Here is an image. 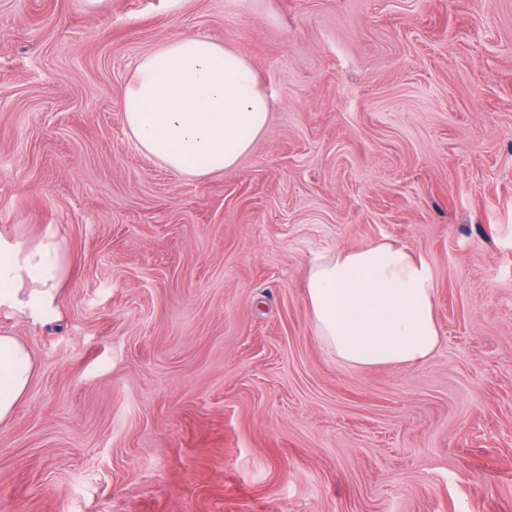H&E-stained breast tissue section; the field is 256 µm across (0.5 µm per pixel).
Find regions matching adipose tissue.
I'll use <instances>...</instances> for the list:
<instances>
[{
	"label": "adipose tissue",
	"mask_w": 512,
	"mask_h": 512,
	"mask_svg": "<svg viewBox=\"0 0 512 512\" xmlns=\"http://www.w3.org/2000/svg\"><path fill=\"white\" fill-rule=\"evenodd\" d=\"M270 96L236 51L202 36L166 42L133 69L124 123L148 155L168 169L203 177L234 168L268 127ZM68 275L52 229L36 240L0 235V312L42 322L58 314ZM314 333L342 365H415L440 347L436 284L425 259L380 241L312 263L304 279ZM35 371L29 346L0 330V424L28 394Z\"/></svg>",
	"instance_id": "1"
}]
</instances>
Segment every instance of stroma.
I'll return each instance as SVG.
<instances>
[{
  "instance_id": "35a3bbf8",
  "label": "stroma",
  "mask_w": 512,
  "mask_h": 512,
  "mask_svg": "<svg viewBox=\"0 0 512 512\" xmlns=\"http://www.w3.org/2000/svg\"><path fill=\"white\" fill-rule=\"evenodd\" d=\"M199 35L272 97L237 167L143 153L137 63ZM53 228L59 316L0 512H512V0H0V233ZM391 239L437 284L427 363L316 338L310 264Z\"/></svg>"
}]
</instances>
